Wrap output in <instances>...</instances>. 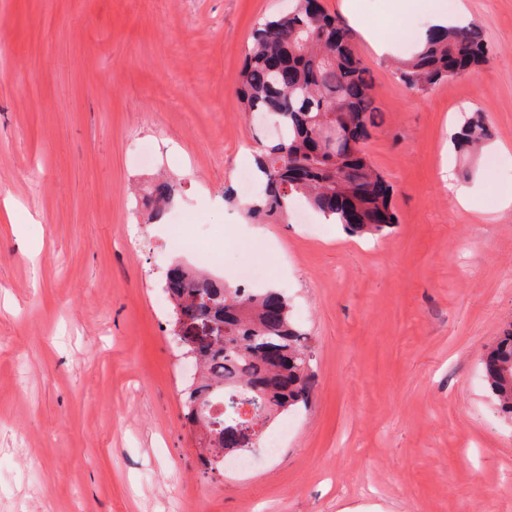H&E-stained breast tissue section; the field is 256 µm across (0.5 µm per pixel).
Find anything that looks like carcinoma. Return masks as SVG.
<instances>
[{
    "mask_svg": "<svg viewBox=\"0 0 512 512\" xmlns=\"http://www.w3.org/2000/svg\"><path fill=\"white\" fill-rule=\"evenodd\" d=\"M286 13L267 18L254 30L240 71L245 111L276 117L277 143L259 160L260 203L247 205L250 217L285 218L293 195L352 235H381L397 223L390 190L369 162L364 145L383 123L370 68L353 48V35L338 17L311 10L312 0H293ZM489 62L483 30L438 28L411 58L396 66L399 81L423 92L436 83ZM340 123L362 135L360 144L339 154L317 151L323 125ZM490 136L485 113L465 116L453 141L475 154ZM174 189L164 180L149 193L152 219L164 216ZM179 314L211 326L207 336L181 346L192 353L197 377L187 389L184 418L199 431V459L212 469L224 466V434L248 425L263 428L279 414L309 398L312 384L308 337L292 322L288 297L268 308L273 288L232 286L220 278L177 263L166 285ZM484 379L500 412L512 420V324L483 360Z\"/></svg>",
    "mask_w": 512,
    "mask_h": 512,
    "instance_id": "obj_1",
    "label": "carcinoma"
}]
</instances>
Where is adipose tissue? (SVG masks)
<instances>
[{
  "mask_svg": "<svg viewBox=\"0 0 512 512\" xmlns=\"http://www.w3.org/2000/svg\"><path fill=\"white\" fill-rule=\"evenodd\" d=\"M414 12L425 13L427 18V29L417 33L421 39L426 37L428 29L461 25L466 21L460 0H385L380 22H369L359 14L354 21L374 51L382 56L395 49L400 18Z\"/></svg>",
  "mask_w": 512,
  "mask_h": 512,
  "instance_id": "ef3b65f1",
  "label": "adipose tissue"
}]
</instances>
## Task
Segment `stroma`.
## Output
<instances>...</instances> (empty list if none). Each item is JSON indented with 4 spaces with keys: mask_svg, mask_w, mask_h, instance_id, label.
Returning a JSON list of instances; mask_svg holds the SVG:
<instances>
[{
    "mask_svg": "<svg viewBox=\"0 0 512 512\" xmlns=\"http://www.w3.org/2000/svg\"><path fill=\"white\" fill-rule=\"evenodd\" d=\"M490 63L408 91L354 35L384 122L366 142L393 188L391 234L296 217L251 223L240 184L277 138L237 91L258 23L288 0H0V512H512V422L481 360L512 323V160L464 159L462 114L512 151V0H465ZM28 84L25 96L15 78ZM471 209L442 180L466 165ZM177 184L165 220L141 200ZM42 242L37 257L23 244ZM292 302L308 406L247 472L201 465L163 291L182 261Z\"/></svg>",
    "mask_w": 512,
    "mask_h": 512,
    "instance_id": "1",
    "label": "stroma"
}]
</instances>
